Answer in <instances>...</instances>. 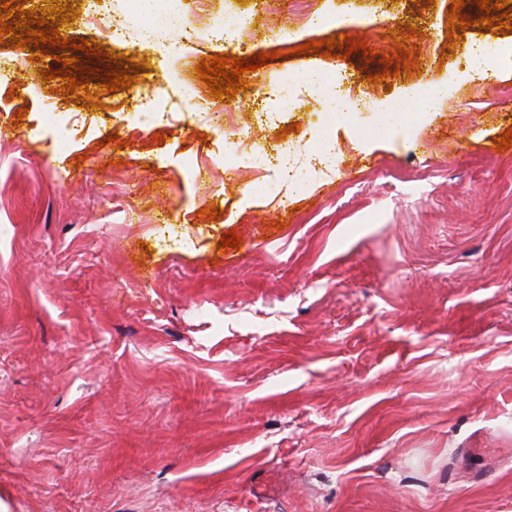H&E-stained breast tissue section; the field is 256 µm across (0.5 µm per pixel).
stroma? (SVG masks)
Instances as JSON below:
<instances>
[{
  "instance_id": "obj_1",
  "label": "stroma",
  "mask_w": 512,
  "mask_h": 512,
  "mask_svg": "<svg viewBox=\"0 0 512 512\" xmlns=\"http://www.w3.org/2000/svg\"><path fill=\"white\" fill-rule=\"evenodd\" d=\"M453 2L243 0L256 39L195 42L182 61L194 82L199 60L281 51L221 124L171 86L172 34L112 46L123 70L147 67L110 95L41 79L60 68L50 45L0 44L24 60L0 87V512H512V146L496 147L512 31L477 26L469 0L447 36ZM328 3L369 26H307ZM292 32L360 38L374 59L298 55ZM473 42L502 47L493 78L467 80ZM401 43L417 70L383 76ZM324 69L369 101L449 92L420 124L364 140L306 86ZM283 74L298 156L332 137L341 172L258 191L251 168L225 171L224 136L248 123L272 148L256 91ZM154 85L179 117L143 131ZM90 92L121 115L79 108ZM50 107L73 120L69 151L41 127ZM230 230L241 248L219 249ZM264 471L278 498L256 502Z\"/></svg>"
}]
</instances>
